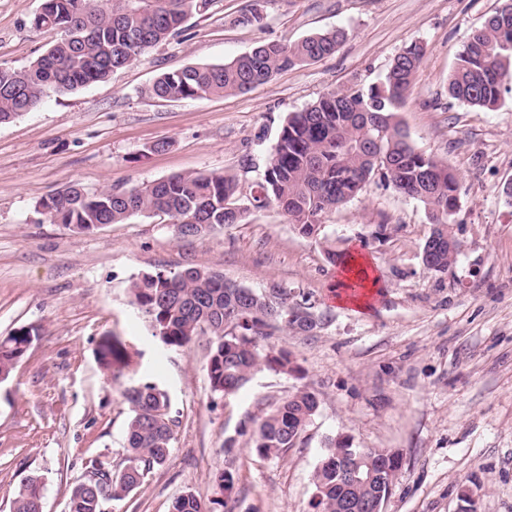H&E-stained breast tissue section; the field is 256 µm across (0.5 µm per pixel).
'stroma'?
<instances>
[{
  "label": "stroma",
  "mask_w": 512,
  "mask_h": 512,
  "mask_svg": "<svg viewBox=\"0 0 512 512\" xmlns=\"http://www.w3.org/2000/svg\"><path fill=\"white\" fill-rule=\"evenodd\" d=\"M252 0H213L181 34L108 80L50 94L0 125V336H39L0 383V512L23 479L39 475L43 512H67L88 460L126 464L125 388L151 382L176 419L166 463L104 512H171L194 493L227 512H314V473L330 440L400 451L384 512H512V92L493 111L448 96V75L472 29L503 0H263L264 21L237 22ZM42 0H0V66L21 70L57 34L32 26ZM341 27L335 55L284 71L249 92L166 102L146 95L162 72L221 63L264 41L289 44ZM426 47L397 114L414 147L447 160L462 185L452 231L460 253L448 271L424 268L432 226L423 204L374 180L359 198L301 234L277 208L200 237H179L166 216L134 217L90 233L44 220L37 201L78 184L131 188L186 172L223 171L260 182L288 113L332 89L377 82L411 43ZM165 141L163 152L151 144ZM336 249L371 261L381 290L369 309L336 302ZM196 267L259 291L304 295L333 320L317 335L273 337L300 374L267 369L214 398L205 364L210 338L169 348L153 337L127 288L145 272ZM118 337L123 369L99 346ZM320 406L293 448L263 457L244 432L248 416L300 383ZM234 476L222 493L215 472Z\"/></svg>",
  "instance_id": "stroma-1"
}]
</instances>
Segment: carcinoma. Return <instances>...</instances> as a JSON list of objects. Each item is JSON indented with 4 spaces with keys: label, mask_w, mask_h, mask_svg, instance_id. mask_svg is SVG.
Returning <instances> with one entry per match:
<instances>
[{
    "label": "carcinoma",
    "mask_w": 512,
    "mask_h": 512,
    "mask_svg": "<svg viewBox=\"0 0 512 512\" xmlns=\"http://www.w3.org/2000/svg\"><path fill=\"white\" fill-rule=\"evenodd\" d=\"M210 0H42L31 23L59 38L22 70L0 66V124L38 108L51 92L66 93L102 82L132 64L148 49L181 33L186 19L208 9ZM341 29L317 32L285 45L259 43L221 64H196L162 72L147 88L164 101L246 93L289 69L336 53ZM425 55L412 43L392 60L383 79L366 88L331 90L300 112L287 115L264 176L241 204L236 176L192 172L131 189L89 192L70 184L42 197L37 212L52 224L90 233L100 224L132 217L168 216L183 238L198 237L226 224H240L250 208L275 206L299 232L311 236L323 215L358 198L375 178L421 202L437 243L422 259L425 269L444 273L459 254L448 246L461 183L448 164L425 155L410 143L396 112L411 92ZM512 90V9L497 10L472 31L448 77V97L471 107H497ZM132 303L149 319L152 335L167 347L180 348L201 333L212 336L205 366L210 391L224 397L245 385L258 369L297 372L291 353L264 342L276 332L313 334L331 321L315 312L308 299L288 289L258 292L228 283L211 271L185 268L167 274L144 273L129 285ZM39 336L21 327L0 340V378L8 379ZM100 353L106 367L121 364L126 347L107 339ZM131 414L125 431L126 466L114 473L90 460L87 477L69 491L68 512H103L107 500L120 501L163 465L170 453L176 419L157 385L138 384L124 391ZM319 397L307 384L283 403L251 419L255 450L265 456L295 445L316 415ZM401 456L386 448L352 449L341 439L326 448L315 471L317 512H350L378 492L383 505L401 468ZM12 512H43L41 478L27 476L12 501ZM171 512H203L198 499L184 493Z\"/></svg>",
    "instance_id": "obj_1"
}]
</instances>
